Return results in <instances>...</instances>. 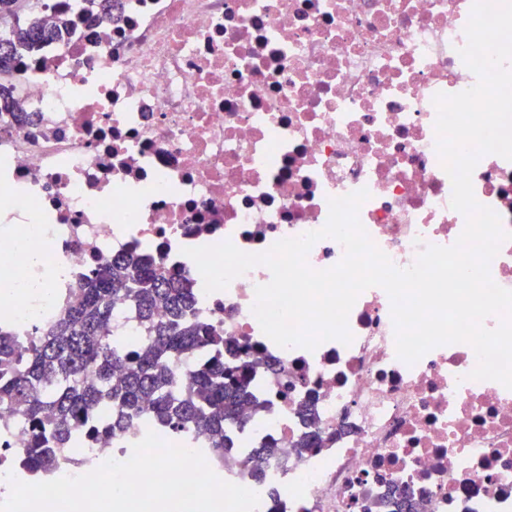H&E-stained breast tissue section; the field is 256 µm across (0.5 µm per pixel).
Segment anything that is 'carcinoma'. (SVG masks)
<instances>
[{
    "label": "carcinoma",
    "instance_id": "1",
    "mask_svg": "<svg viewBox=\"0 0 512 512\" xmlns=\"http://www.w3.org/2000/svg\"><path fill=\"white\" fill-rule=\"evenodd\" d=\"M25 0H0V22L10 23V37L0 41V73L8 72L17 50L57 33L36 21L22 20ZM26 115L8 86L0 82V113ZM191 288L181 275L156 259L135 252L112 257L95 277L75 289L61 320L45 335L18 351L9 334H0V408L12 411L28 431L21 453L32 471H48L60 448L83 447L82 433L96 428L103 409L112 415H141L167 428L210 437L214 459L232 457L233 442L224 424L239 422L242 402L250 396L246 360L249 347L226 345L213 328L192 323ZM127 320L139 327L140 344L131 345L117 331ZM199 353L203 361L179 379L176 355ZM275 448H256L241 464L262 476Z\"/></svg>",
    "mask_w": 512,
    "mask_h": 512
}]
</instances>
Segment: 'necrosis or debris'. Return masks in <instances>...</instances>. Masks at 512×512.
<instances>
[{
  "label": "necrosis or debris",
  "instance_id": "necrosis-or-debris-1",
  "mask_svg": "<svg viewBox=\"0 0 512 512\" xmlns=\"http://www.w3.org/2000/svg\"><path fill=\"white\" fill-rule=\"evenodd\" d=\"M473 0H39L41 26L8 84L27 115L0 113V283L54 268L37 300L0 298V325L47 333L73 290L136 251L192 282L196 319L254 363L240 454L278 449L262 481L235 461L222 480L259 495L257 512H365L395 493L417 512H512V390L469 374L471 346L398 358L387 292L352 307L351 344L283 348L252 308L272 278L257 265L205 293L190 248L262 253L324 227L329 198L367 189L359 219L400 268L448 247L466 219L436 150L437 93L473 87L459 51ZM476 200L512 235V161L482 155ZM313 402L319 447L298 448ZM128 421L83 452L59 449L44 480L129 459L148 430ZM28 435L0 410V479L30 482L15 459Z\"/></svg>",
  "mask_w": 512,
  "mask_h": 512
}]
</instances>
